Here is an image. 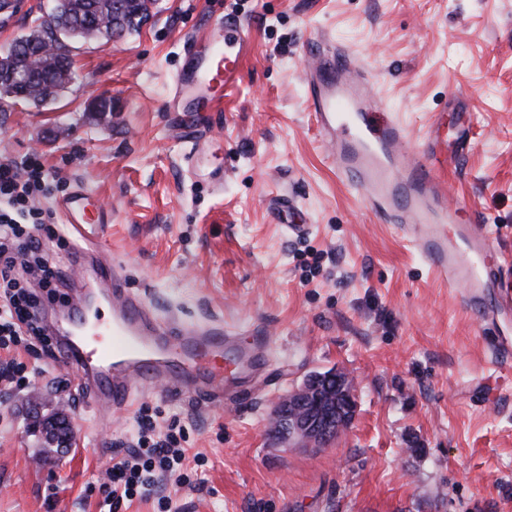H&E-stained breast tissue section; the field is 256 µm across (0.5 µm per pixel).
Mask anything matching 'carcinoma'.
Segmentation results:
<instances>
[{
  "label": "carcinoma",
  "mask_w": 512,
  "mask_h": 512,
  "mask_svg": "<svg viewBox=\"0 0 512 512\" xmlns=\"http://www.w3.org/2000/svg\"><path fill=\"white\" fill-rule=\"evenodd\" d=\"M156 0H58L53 13L34 21L21 46L0 58V98L6 96L40 105L73 80V60L60 52L58 37L111 38L140 31ZM44 452L62 447L69 428L66 420L46 418L34 423Z\"/></svg>",
  "instance_id": "carcinoma-1"
}]
</instances>
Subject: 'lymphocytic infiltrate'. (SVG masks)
I'll return each instance as SVG.
<instances>
[{
  "label": "lymphocytic infiltrate",
  "mask_w": 512,
  "mask_h": 512,
  "mask_svg": "<svg viewBox=\"0 0 512 512\" xmlns=\"http://www.w3.org/2000/svg\"><path fill=\"white\" fill-rule=\"evenodd\" d=\"M49 186L36 156L0 162V346L35 343L51 358L55 344L39 313L46 304L65 301L61 288L67 271L56 254L42 249L36 234L44 230L46 218L31 204ZM137 424L134 447L114 458L106 481L97 487L110 512H122L162 479L174 478L179 485L190 481L182 470L187 433L180 420H170L160 432L153 416L144 413Z\"/></svg>",
  "instance_id": "obj_1"
}]
</instances>
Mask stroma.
I'll list each match as a JSON object with an SVG mask.
<instances>
[{
	"label": "stroma",
	"mask_w": 512,
	"mask_h": 512,
	"mask_svg": "<svg viewBox=\"0 0 512 512\" xmlns=\"http://www.w3.org/2000/svg\"><path fill=\"white\" fill-rule=\"evenodd\" d=\"M49 7L0 13V52ZM224 16L246 23L250 52L191 169L164 102L187 40ZM317 28L363 62L415 146L443 120L436 173L512 275V0H159L140 32L75 43L55 101L0 100V161L39 155L48 211L76 184L97 193L130 286L164 314L266 331L267 367L242 406L156 389L105 414L27 357L30 386L0 388V512H105L85 488L144 406L161 428L178 417L203 462L192 486L163 484L171 512H512V361L332 165L306 102ZM102 95L105 116L90 110ZM331 369L355 386L351 426L318 450L275 439L273 405ZM51 411L72 440L44 460L31 421Z\"/></svg>",
	"instance_id": "1"
}]
</instances>
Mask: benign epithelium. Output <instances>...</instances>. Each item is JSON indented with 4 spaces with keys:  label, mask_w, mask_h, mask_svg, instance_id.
<instances>
[{
    "label": "benign epithelium",
    "mask_w": 512,
    "mask_h": 512,
    "mask_svg": "<svg viewBox=\"0 0 512 512\" xmlns=\"http://www.w3.org/2000/svg\"><path fill=\"white\" fill-rule=\"evenodd\" d=\"M356 394L348 375L334 370L310 376L274 405L271 424H284L279 438L299 440L312 447L329 444L353 422Z\"/></svg>",
    "instance_id": "7a95c632"
}]
</instances>
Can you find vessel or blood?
<instances>
[{
    "label": "vessel or blood",
    "instance_id": "vessel-or-blood-1",
    "mask_svg": "<svg viewBox=\"0 0 512 512\" xmlns=\"http://www.w3.org/2000/svg\"><path fill=\"white\" fill-rule=\"evenodd\" d=\"M214 30L190 43L166 103L177 134L192 146L206 136L225 90L238 84L248 49L240 19H218ZM310 41L315 50L306 70L308 100L338 174L380 221L398 225L440 284L462 286L465 302L483 323L498 325L512 311V281L491 263L483 225L461 222L459 206L449 202L446 183L435 176L439 139L417 148L401 121L381 107L360 60L331 45L322 31H313ZM95 200L79 187L55 204L82 244L70 254L72 265L98 282L70 293L54 311L56 368L74 374L96 404L113 409L127 405L134 385L154 382L165 385L171 399L245 396L251 376L266 367L265 335L246 337L219 322L161 318L128 288L116 266L100 262L110 219L94 214Z\"/></svg>",
    "mask_w": 512,
    "mask_h": 512
}]
</instances>
